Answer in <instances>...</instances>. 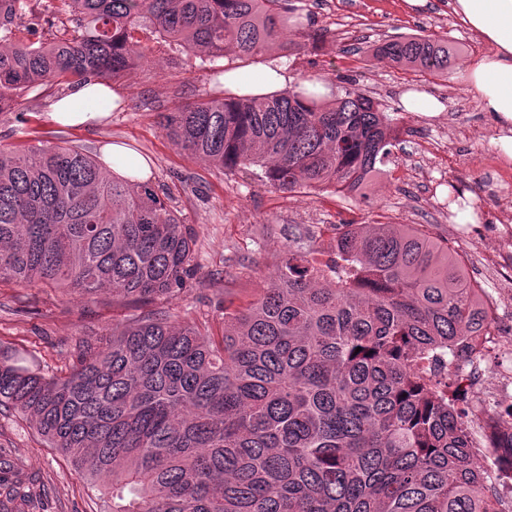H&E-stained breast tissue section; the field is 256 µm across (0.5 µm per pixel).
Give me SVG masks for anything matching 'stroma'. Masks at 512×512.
Listing matches in <instances>:
<instances>
[{"label":"stroma","instance_id":"35a3bbf8","mask_svg":"<svg viewBox=\"0 0 512 512\" xmlns=\"http://www.w3.org/2000/svg\"><path fill=\"white\" fill-rule=\"evenodd\" d=\"M288 6L294 14L312 16L327 31V40L291 56L273 48L270 56L286 59L297 80L321 76L353 86L379 101L396 121L399 141L360 197L283 192L266 183L258 167L227 173L177 146L159 125L161 113L195 101L211 86V67L231 65L238 58L230 54L209 67L157 37L148 41L150 63L112 81L126 105L112 112L107 123L86 129L53 123L49 103L62 88L44 85L22 97V119L0 116V148L21 149L43 139L96 153L103 143L114 142L147 157L152 185L166 189L172 207L196 234V274L179 296L153 303L158 312L186 313L220 327L225 307L245 304L263 288L288 247L292 225H304L308 246L325 251L334 244V224L343 219L414 224L447 239L457 252L468 255L471 277L495 295L501 280L512 276V208L500 209L493 177L495 171L511 170L512 162L492 144L494 116L481 109L462 80L465 63L485 54L487 45L472 37L450 0H425L418 7L407 0H288ZM410 34L444 38L457 49L447 77L434 79L372 58L374 43ZM410 90L440 99L445 112L430 118L404 111L400 97ZM454 186L470 200L472 224L462 226L448 216V190ZM493 312V349L478 368L486 384L495 385L501 404L508 405L512 384L497 374L495 348L512 343V305L498 304ZM136 313L106 294L97 302L79 303L41 284L22 290L2 283L0 349L25 352L43 371L58 374L66 370L79 342L111 333L113 325ZM0 448L43 484V512H95L94 489L74 473L66 457L44 446L28 422L1 413Z\"/></svg>","mask_w":512,"mask_h":512}]
</instances>
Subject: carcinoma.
<instances>
[{
    "instance_id": "1",
    "label": "carcinoma",
    "mask_w": 512,
    "mask_h": 512,
    "mask_svg": "<svg viewBox=\"0 0 512 512\" xmlns=\"http://www.w3.org/2000/svg\"><path fill=\"white\" fill-rule=\"evenodd\" d=\"M25 0H0V114L50 82L103 83L149 62L144 36L201 62L257 57L293 27L288 0H58L80 31L22 39ZM372 56L425 75L448 41L397 36ZM218 97L177 107L162 129L227 172L257 166L274 188L362 193L396 127L354 89ZM297 227L260 294L205 322L143 313L84 340L62 376L0 351V411L29 421L90 482L100 512H500L512 432L484 464L452 387L482 359L495 317L448 240L413 224L336 225L325 253ZM195 239L149 184L118 180L85 149L0 148V283L72 300L169 301L194 275ZM361 351H356V348ZM37 484L0 450V512H40Z\"/></svg>"
}]
</instances>
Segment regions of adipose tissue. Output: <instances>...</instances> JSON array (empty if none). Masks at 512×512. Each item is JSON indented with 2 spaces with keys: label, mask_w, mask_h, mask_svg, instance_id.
<instances>
[{
  "label": "adipose tissue",
  "mask_w": 512,
  "mask_h": 512,
  "mask_svg": "<svg viewBox=\"0 0 512 512\" xmlns=\"http://www.w3.org/2000/svg\"><path fill=\"white\" fill-rule=\"evenodd\" d=\"M453 10L466 21L470 32L488 47L471 60L464 72L466 84L483 111L497 121L496 146L512 159V0H453ZM258 79L243 82L244 68L234 67L224 74V87L235 94L267 97L279 94L295 82L287 64L271 59L256 64ZM116 91L87 82L68 90L50 105V118L59 125L89 127L103 116L99 99L116 98Z\"/></svg>",
  "instance_id": "obj_1"
}]
</instances>
